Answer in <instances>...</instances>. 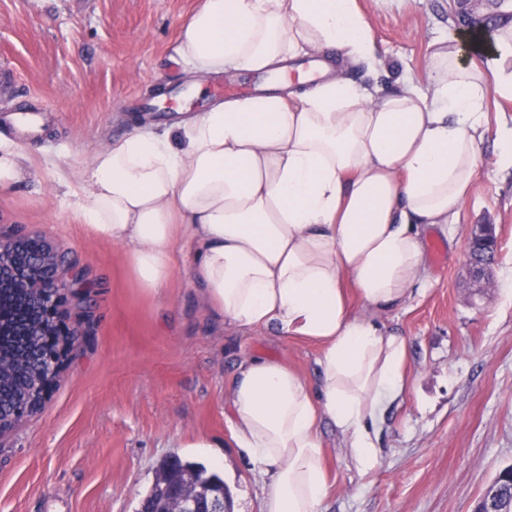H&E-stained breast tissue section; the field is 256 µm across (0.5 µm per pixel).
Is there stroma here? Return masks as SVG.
<instances>
[{"instance_id": "35a3bbf8", "label": "stroma", "mask_w": 512, "mask_h": 512, "mask_svg": "<svg viewBox=\"0 0 512 512\" xmlns=\"http://www.w3.org/2000/svg\"><path fill=\"white\" fill-rule=\"evenodd\" d=\"M201 0H0V69H12L24 107L45 106L40 136L0 133L37 158L28 179L0 188V233L49 239L89 283L69 309L85 334L64 381L37 414L0 440V512H138L167 456L224 475L233 512H261L268 482L235 448L230 383L250 355L314 378L317 345L221 328L178 254L160 294L139 288L121 247L75 217L81 201L60 176L86 165L131 117L165 128L203 112L214 89L252 95L273 76L228 71L197 83L174 61L181 27ZM384 68L347 67L361 85L425 84L435 41L454 38L471 60L512 0H358ZM496 228L486 283L468 274L476 225ZM427 269L385 326L409 342L407 384L385 401L377 463L357 467L338 431L321 425L330 489L323 512H474L512 466V170L486 140L456 223L430 230Z\"/></svg>"}]
</instances>
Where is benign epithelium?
I'll return each instance as SVG.
<instances>
[{"instance_id": "obj_1", "label": "benign epithelium", "mask_w": 512, "mask_h": 512, "mask_svg": "<svg viewBox=\"0 0 512 512\" xmlns=\"http://www.w3.org/2000/svg\"><path fill=\"white\" fill-rule=\"evenodd\" d=\"M496 244L493 224H480L471 234L468 264L475 281L483 282L488 275L474 252L490 254ZM82 287V274L64 267L54 246L46 238L0 234V298L9 295L15 304L30 313V318L19 326L0 318V336L16 337L21 348L27 346V337H41L35 353L44 362L42 372L30 387L31 397L0 403V439L42 410L55 388L64 380L70 355L84 335L81 325L67 318L66 310ZM190 485L192 480L186 475L173 481L166 512H224L221 493L212 491L198 497L190 492ZM508 488L512 490V481L505 482V473L502 472L480 501L476 512H508L502 507Z\"/></svg>"}]
</instances>
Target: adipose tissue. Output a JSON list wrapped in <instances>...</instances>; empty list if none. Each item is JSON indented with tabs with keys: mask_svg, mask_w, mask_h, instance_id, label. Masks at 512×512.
<instances>
[{
	"mask_svg": "<svg viewBox=\"0 0 512 512\" xmlns=\"http://www.w3.org/2000/svg\"><path fill=\"white\" fill-rule=\"evenodd\" d=\"M176 53L199 78L324 61L299 88L109 141L68 187L88 192L81 223L123 248L145 292L168 286L184 245L221 324L320 345L313 384L279 359L244 358L230 428L269 477L262 512H322L320 425L339 429L357 466H375L374 420L382 397L404 387L408 351L383 319L425 273L426 233L454 223L471 189L488 99L512 102V19L496 24L488 65L437 42L424 88L340 75L376 60L356 0H202ZM352 290L365 310L353 309Z\"/></svg>",
	"mask_w": 512,
	"mask_h": 512,
	"instance_id": "adipose-tissue-1",
	"label": "adipose tissue"
}]
</instances>
